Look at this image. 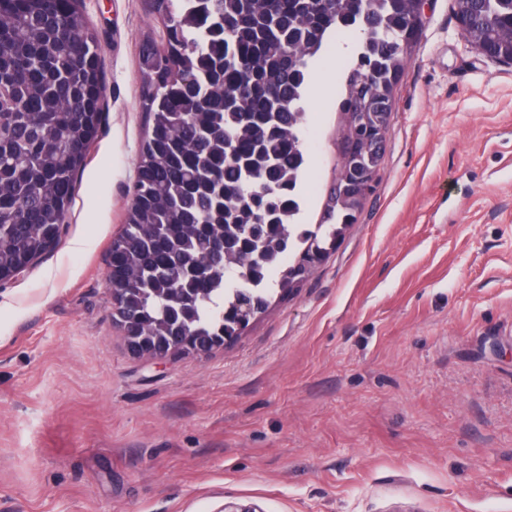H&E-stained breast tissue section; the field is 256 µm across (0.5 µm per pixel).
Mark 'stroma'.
Returning <instances> with one entry per match:
<instances>
[{"label":"stroma","mask_w":512,"mask_h":512,"mask_svg":"<svg viewBox=\"0 0 512 512\" xmlns=\"http://www.w3.org/2000/svg\"><path fill=\"white\" fill-rule=\"evenodd\" d=\"M428 0L358 220L301 288L205 357L132 355L109 250L146 131L145 0H82L106 84L61 239L0 283V512H512V65ZM305 97L320 219L343 60Z\"/></svg>","instance_id":"stroma-1"}]
</instances>
